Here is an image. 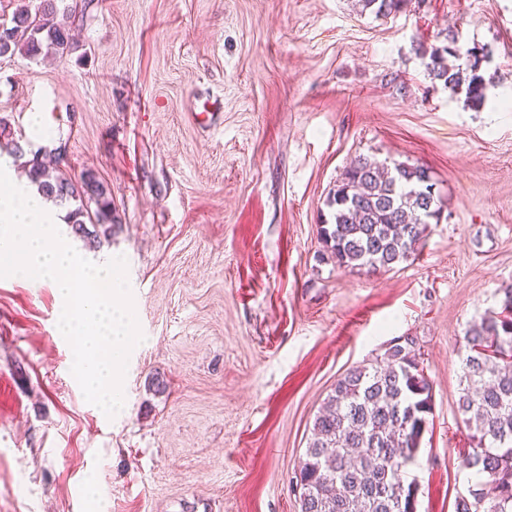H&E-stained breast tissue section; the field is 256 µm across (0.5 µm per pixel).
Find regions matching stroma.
I'll return each instance as SVG.
<instances>
[{"instance_id":"stroma-1","label":"stroma","mask_w":512,"mask_h":512,"mask_svg":"<svg viewBox=\"0 0 512 512\" xmlns=\"http://www.w3.org/2000/svg\"><path fill=\"white\" fill-rule=\"evenodd\" d=\"M82 55L0 57V117L112 192L111 239L145 336L113 420L87 403L54 288L0 279V512H300L292 478L336 380L417 337L432 424L406 478L454 512L470 475L463 336L512 286V0H90ZM454 33L485 101L428 75ZM221 104L214 122L200 111ZM421 165L441 199L393 270L321 256L327 196L358 156ZM166 388L155 391L152 381Z\"/></svg>"}]
</instances>
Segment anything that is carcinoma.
Listing matches in <instances>:
<instances>
[{
	"label": "carcinoma",
	"instance_id": "cac0c4a2",
	"mask_svg": "<svg viewBox=\"0 0 512 512\" xmlns=\"http://www.w3.org/2000/svg\"><path fill=\"white\" fill-rule=\"evenodd\" d=\"M377 15L399 11L409 0H358ZM78 0H36L0 26V56L21 52L32 60L63 59L79 49L71 34ZM433 80L465 89L469 101L485 100L482 56L459 45L455 35L422 52ZM452 55L461 61L452 68ZM24 161L30 183L55 204L74 202L67 223L91 248L112 237L116 223L111 191L97 172L67 176L34 153L26 158L20 140L0 118V138ZM427 169L389 164L370 156L347 167L327 199L330 223L320 240L340 268L390 271L418 251L441 206ZM94 230H89L87 225ZM458 412L470 448L462 467L476 476L455 512H512V288L503 308L470 325ZM433 383L424 370L415 336H399L383 354L352 367L324 400L295 478L301 512H417L418 485L405 479L430 428Z\"/></svg>",
	"mask_w": 512,
	"mask_h": 512
}]
</instances>
